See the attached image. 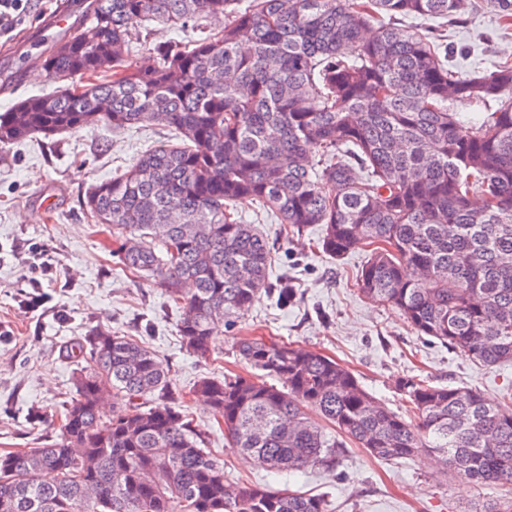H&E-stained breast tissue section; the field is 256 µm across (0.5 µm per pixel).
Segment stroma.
<instances>
[{"label": "stroma", "instance_id": "stroma-1", "mask_svg": "<svg viewBox=\"0 0 512 512\" xmlns=\"http://www.w3.org/2000/svg\"><path fill=\"white\" fill-rule=\"evenodd\" d=\"M64 7L71 12L72 29H79V0H40L11 37L0 40V80L8 85L0 94V112L19 99L53 90L46 75L32 63L18 64L15 53ZM129 29L137 39L134 60L141 66L152 60L153 46L182 37L138 18ZM448 43L450 65L464 74L512 59V28H502L487 12L449 27ZM174 139L172 131L158 126L115 130L102 125L26 141L0 153V452L29 451L58 438L75 369L65 348L96 326L149 346L179 392L203 377L244 372L236 344L261 337L336 358L398 414L407 409L399 382L408 376L502 402L512 383V363L490 368L418 336L397 311L359 293L355 277L368 259V246L333 260L312 248L320 227L286 234L277 216L253 199L239 200L234 208L273 248L270 287L291 284L296 297L282 305L274 295H261L225 329L209 358L188 355L177 329L179 306L151 278L119 268L112 257L111 229L87 220L82 210L92 185L122 173L141 152ZM46 254L52 271L31 284L28 270ZM190 409L203 446L223 460L234 484L322 495L329 512H479L502 493L456 479L435 454L384 461L352 443L336 468L273 474L231 447L208 405L195 399Z\"/></svg>", "mask_w": 512, "mask_h": 512}]
</instances>
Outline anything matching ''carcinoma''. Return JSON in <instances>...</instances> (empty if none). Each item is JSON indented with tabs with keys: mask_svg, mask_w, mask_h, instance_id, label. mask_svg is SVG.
<instances>
[{
	"mask_svg": "<svg viewBox=\"0 0 512 512\" xmlns=\"http://www.w3.org/2000/svg\"><path fill=\"white\" fill-rule=\"evenodd\" d=\"M478 10L512 24V0H91L80 29L47 49L60 87L0 113V152L103 124L176 131L181 144L94 185L83 211L112 225L124 270L181 304L196 356L271 292L270 245L232 213L252 197L292 234L323 225L316 246L337 258L371 245L360 293L418 335L487 367L512 362V60L464 76L443 34ZM133 16L193 38L155 46L140 68ZM220 16L224 30L199 29ZM102 99L112 111H97ZM471 103L484 112L465 120ZM237 352L281 386L238 374L192 393L264 469L334 467L349 439L380 460L432 451L456 478L512 487V405L406 378L408 420L317 351L250 338ZM67 357L61 438L0 454V512H328L322 495L226 480L148 347L97 326Z\"/></svg>",
	"mask_w": 512,
	"mask_h": 512,
	"instance_id": "obj_1",
	"label": "carcinoma"
}]
</instances>
